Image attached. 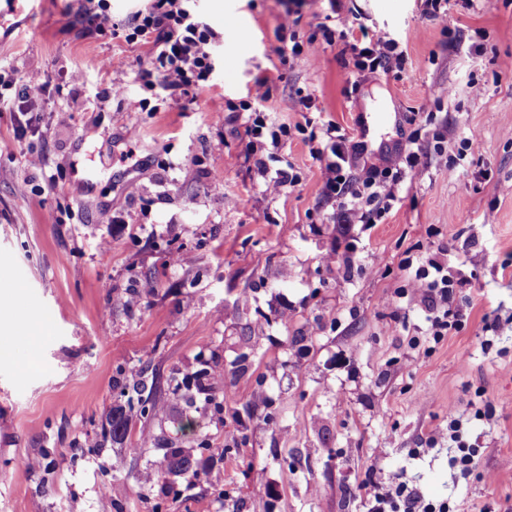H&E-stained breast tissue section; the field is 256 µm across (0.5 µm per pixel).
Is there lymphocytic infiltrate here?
Masks as SVG:
<instances>
[{"label": "lymphocytic infiltrate", "instance_id": "obj_1", "mask_svg": "<svg viewBox=\"0 0 512 512\" xmlns=\"http://www.w3.org/2000/svg\"><path fill=\"white\" fill-rule=\"evenodd\" d=\"M191 3L192 0H151L146 8L134 11L122 24L127 42L150 48L149 67L142 75L146 88H154L159 83L170 93H185L211 78L215 70L213 48L219 37ZM355 26V21L343 19L338 27L322 28L326 43L338 39L346 41L353 60V78L402 64L404 54L396 38L383 34L358 40L353 36ZM42 95L41 87L18 86L13 74L0 69V106L15 109L22 116L16 128L17 137H25L32 130L33 105ZM323 135L325 143L317 156L323 163L324 195L348 205L349 210L341 214V221H348L355 215L360 223H376L389 212L395 199L392 169L372 167L363 175H356L350 139L331 124L326 126ZM409 292L433 311L431 334L434 341H441L444 336L462 329L460 313L454 306L457 283L449 278L441 263L432 259L426 267L418 269L409 282ZM361 489L369 512H469L466 499L435 503L404 482L386 484L369 479Z\"/></svg>", "mask_w": 512, "mask_h": 512}]
</instances>
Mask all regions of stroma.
I'll return each instance as SVG.
<instances>
[{
	"instance_id": "stroma-1",
	"label": "stroma",
	"mask_w": 512,
	"mask_h": 512,
	"mask_svg": "<svg viewBox=\"0 0 512 512\" xmlns=\"http://www.w3.org/2000/svg\"><path fill=\"white\" fill-rule=\"evenodd\" d=\"M81 6L20 0L0 17V66L45 88L36 135L16 139L0 110V270L12 275L0 340L15 351L0 364V512H151L162 495L169 512H367L371 476L512 512V0H449L436 18L425 0H302L287 35L282 0H196L220 39L210 84L184 95L146 94L147 46L84 32ZM329 14L399 38L403 66L354 86L342 43L293 56ZM261 74L259 109L288 136L260 152L298 176L276 194L246 157L239 109ZM115 85L123 95L105 97ZM144 97L149 110L131 113ZM309 116L360 145L358 173L403 165L411 137L428 147L377 223H338ZM470 134L480 148L461 155ZM169 241L190 263L170 264ZM410 254L468 282L464 328L436 345L428 309L405 293ZM149 272L156 289L129 303ZM243 352L251 367L232 376ZM214 354L223 413L173 395L166 415L132 420L153 444L86 452L112 415L117 367L179 377ZM450 410L492 482L462 476L451 443L430 444ZM185 416L214 446L248 445L221 462L197 454L195 486L144 483L167 448L193 446ZM106 480L123 486L117 502L103 500Z\"/></svg>"
}]
</instances>
